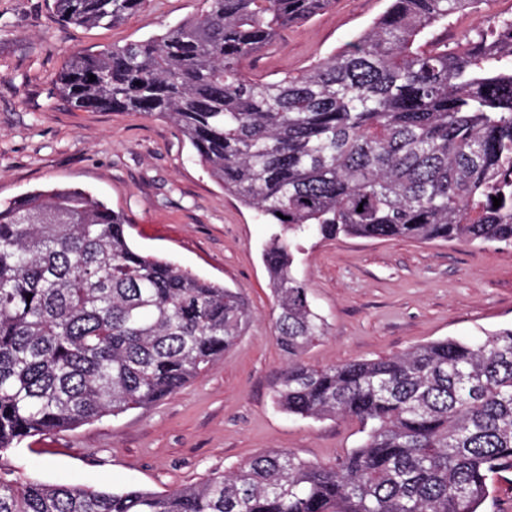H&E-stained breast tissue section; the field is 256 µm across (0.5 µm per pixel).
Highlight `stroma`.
<instances>
[{"mask_svg":"<svg viewBox=\"0 0 512 512\" xmlns=\"http://www.w3.org/2000/svg\"><path fill=\"white\" fill-rule=\"evenodd\" d=\"M52 0H0V203L53 186L87 190L128 222L133 246L232 288L249 310L230 350L147 408L22 442L4 455L21 478L165 493L268 450L331 464L360 440L350 416L279 411L286 360L262 252L275 231L206 173L178 127L136 112H83L56 91L68 58L145 40L196 14L199 0H151L111 27L64 25ZM390 0H336L246 64L274 80L308 69L372 25ZM295 273L325 334L304 353L325 367L403 354L437 339L512 326V247L339 236L302 240Z\"/></svg>","mask_w":512,"mask_h":512,"instance_id":"35a3bbf8","label":"stroma"}]
</instances>
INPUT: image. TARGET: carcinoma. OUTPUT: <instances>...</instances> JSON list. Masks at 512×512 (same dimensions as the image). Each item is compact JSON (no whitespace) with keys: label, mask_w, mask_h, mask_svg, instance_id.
Masks as SVG:
<instances>
[{"label":"carcinoma","mask_w":512,"mask_h":512,"mask_svg":"<svg viewBox=\"0 0 512 512\" xmlns=\"http://www.w3.org/2000/svg\"><path fill=\"white\" fill-rule=\"evenodd\" d=\"M149 2L52 10L109 26ZM481 3L390 0L274 81L245 63L335 0H200L160 35L66 62L57 91L74 109L168 119L224 191L279 227L263 252L287 357L274 403L354 417L363 437L333 466L272 450L166 494L21 482L0 462V512H481L487 480L512 473V328L314 368L303 354L325 324L293 270L310 235L512 244V15L451 45L437 35ZM126 227L77 188L0 203V453L153 405L241 335L238 293L140 253Z\"/></svg>","instance_id":"obj_1"}]
</instances>
